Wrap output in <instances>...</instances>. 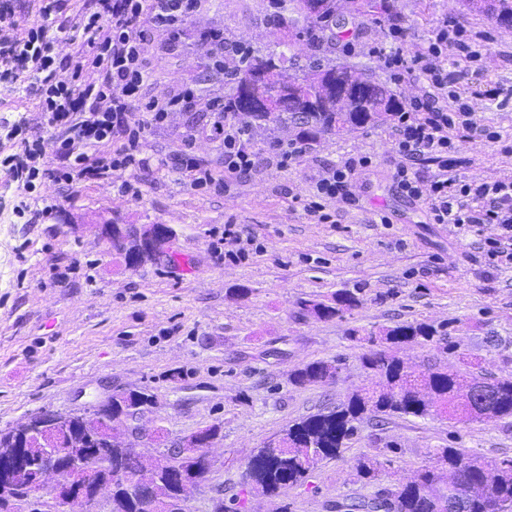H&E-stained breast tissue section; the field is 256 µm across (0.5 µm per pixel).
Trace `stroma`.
<instances>
[{"label":"stroma","instance_id":"35a3bbf8","mask_svg":"<svg viewBox=\"0 0 512 512\" xmlns=\"http://www.w3.org/2000/svg\"><path fill=\"white\" fill-rule=\"evenodd\" d=\"M268 11V0H203L178 36L149 27L143 100L177 88L192 90L202 106L223 100L224 71L213 68L201 34L218 32L266 49L288 38L286 29L270 24ZM445 20L487 38L479 61L449 57L448 86L479 124L498 134L494 141L455 137L464 160L458 173L468 182L510 179L512 29L469 11L464 0H395L390 18L344 12L337 24L347 31L346 41H322L316 53L332 64L367 69L406 106L423 98L426 85L387 70L379 54L415 56ZM394 23L403 39H394ZM491 87L501 95L484 98ZM21 120L26 137L50 136L33 98L20 92L0 98V148L10 149L5 134ZM197 121V113L175 108L145 134L139 151L150 165L130 175L139 198L119 194L106 179L49 183L40 194L61 208L36 224L16 216L22 191L0 170V429L43 410L79 408L86 392L149 390L156 405L142 424L155 441L145 453L220 427L209 447L213 466L190 492L187 512H213L220 500L236 512H330L331 503H351L413 479L431 464L436 448L512 456V419L453 423L368 414L350 447L320 463L304 483L272 497L246 493L254 449L294 421L375 386L361 360L369 346L352 340L351 330L442 325L452 349L415 342L397 349V356L420 369L441 362L457 370L469 359L488 375L512 378V268L483 263L479 241L493 235V226L478 234L433 223L420 202L399 192L393 173L400 158L390 125L322 134L290 164L269 162L219 193L194 189L176 166L189 149L215 177L224 175V149L208 132L185 147L182 134ZM359 155L370 156L372 165L352 186L358 205L327 201L328 223H314L303 203L317 180L326 168ZM380 212L388 223H376ZM113 224H161L172 240L152 260L130 268L106 234ZM228 224L253 237L257 252L240 261L225 257L221 239ZM345 292L360 304L343 317L300 313V301ZM335 360L341 368L333 381L289 380L307 363ZM389 443L397 446L391 461L382 462L373 482L359 481L355 459L382 456Z\"/></svg>","mask_w":512,"mask_h":512}]
</instances>
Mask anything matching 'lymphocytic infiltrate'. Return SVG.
I'll list each match as a JSON object with an SVG mask.
<instances>
[{"label": "lymphocytic infiltrate", "instance_id": "obj_1", "mask_svg": "<svg viewBox=\"0 0 512 512\" xmlns=\"http://www.w3.org/2000/svg\"><path fill=\"white\" fill-rule=\"evenodd\" d=\"M93 2V8L61 21L58 0H37L41 22L23 28L17 21V0H0V74L25 84L52 129L49 138L23 141L20 151L6 158L25 192H36L47 179L73 185L108 178L118 192L139 197L138 187L125 174L148 164L138 155L141 138L164 120L170 107L189 110L196 104L187 89L141 102L148 77L143 24L177 31L201 0ZM61 39L73 47L63 63L54 51ZM452 55L474 60L479 52L464 30L446 21L433 29L427 47L413 59L398 52L383 58L392 71L417 74L430 88L427 100L413 101L409 111L398 115L395 147L402 161L394 180L403 194L422 203L434 223L461 230L495 225V235L483 244L485 263L492 268L512 266V180L464 183L455 174L462 161L454 154L451 132L483 136L487 130L465 104L448 102L444 65ZM205 115L213 137L224 147V177L216 179L186 154L180 165L193 186L220 191L229 180L259 172L265 160L254 149L251 126L217 102L206 107ZM51 156L57 160L53 168L47 164ZM370 163L366 156L351 157L325 171L316 182L314 199L303 206L306 215L323 223L329 218L325 201L355 205L350 187ZM424 163L435 165V172L422 175Z\"/></svg>", "mask_w": 512, "mask_h": 512}]
</instances>
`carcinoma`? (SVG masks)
I'll use <instances>...</instances> for the list:
<instances>
[{
  "label": "carcinoma",
  "mask_w": 512,
  "mask_h": 512,
  "mask_svg": "<svg viewBox=\"0 0 512 512\" xmlns=\"http://www.w3.org/2000/svg\"><path fill=\"white\" fill-rule=\"evenodd\" d=\"M297 0H268L270 18L288 28L299 38L313 44L319 34L336 36L333 26L344 5L362 15L382 17L390 14L388 0H322L316 13H298ZM468 8L495 20V12L512 10V0H466ZM233 54L240 66L224 70L228 93L224 96V111L232 112L250 126H286L300 129V137L312 140L326 132L344 134L367 126L378 127L392 120L401 106L386 87L373 79L362 83L355 70L345 64L324 66L314 59L307 65L303 77L290 81L284 72L294 67L295 56L287 55L290 44L266 53L254 51L250 45L231 42ZM253 67L263 69L265 78L254 86L252 98L258 102L253 109L242 105L239 87L242 74ZM281 87L288 88V104L269 109L261 103ZM112 249L125 255L128 267L134 268L155 255L149 238L132 224L112 225ZM351 294H338L333 303L305 300L303 315L320 320L342 317L358 306ZM355 340L376 345L362 355L364 366L379 378V388L355 392L338 406L303 417L283 430L281 447L273 454L260 448L249 459L245 484L249 492L273 496L278 489L299 483L319 463L338 458L357 435L356 423L364 414L386 416L447 417L452 420H504L512 418V379H498L478 370V365L464 362L470 368L468 377L457 371L433 366L416 371L392 353L391 348L422 340L437 345H450L448 333L425 323H403L385 328L379 336H357ZM339 366L314 361L294 370L290 381L296 385L323 383L333 379ZM155 404L147 390H130L112 396V400L94 407L91 412L72 416L76 428L77 448H103L96 459V473L105 480L123 468L129 448L120 443L123 424L137 410H147ZM44 414L36 413L8 430H0V456L9 453L21 440H31L28 448L29 465L33 471L43 467V442L31 437L44 423ZM434 464L414 480L398 485L394 502L376 492L370 498L336 508L350 512H448V500H465L467 512H512V457L465 458L455 448L433 450ZM205 471L201 464L197 437L187 439L186 446L177 450H158L142 460L138 473L112 485L110 512H140L132 488L144 480L153 490L154 499L164 508L186 496L193 480L192 469ZM355 469L361 479L376 476L378 461L367 455L356 459ZM26 483L0 494V504L18 502L13 512H24L20 505Z\"/></svg>",
  "instance_id": "carcinoma-1"
}]
</instances>
